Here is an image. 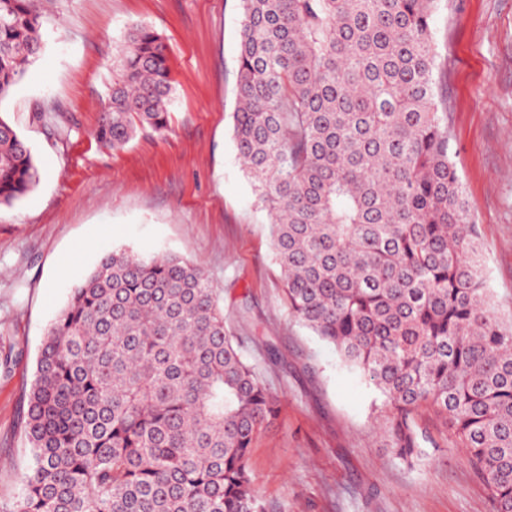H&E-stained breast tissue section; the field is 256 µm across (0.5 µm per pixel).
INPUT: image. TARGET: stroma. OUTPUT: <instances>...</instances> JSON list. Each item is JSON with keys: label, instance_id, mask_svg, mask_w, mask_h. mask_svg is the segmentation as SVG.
<instances>
[{"label": "stroma", "instance_id": "35a3bbf8", "mask_svg": "<svg viewBox=\"0 0 512 512\" xmlns=\"http://www.w3.org/2000/svg\"><path fill=\"white\" fill-rule=\"evenodd\" d=\"M45 48L0 100V117L35 154L40 179L0 209V496L26 464L22 390L42 338L71 288L127 247L197 262L224 299L238 336L263 331L268 361L246 344L281 398L279 417L249 460L266 512H491L487 491L443 419L421 410L431 440L414 465L384 446L379 392L289 312L269 221L232 140L241 28L239 0H34ZM146 23L168 46L173 102L165 131L142 130L124 151L93 132L107 104L126 31ZM448 85L449 154L479 232L487 286L512 320V0H440L432 26Z\"/></svg>", "mask_w": 512, "mask_h": 512}]
</instances>
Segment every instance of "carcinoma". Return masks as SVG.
<instances>
[{"mask_svg":"<svg viewBox=\"0 0 512 512\" xmlns=\"http://www.w3.org/2000/svg\"><path fill=\"white\" fill-rule=\"evenodd\" d=\"M232 136L293 316L385 397L387 447L421 454L441 414L512 512V322L496 315L437 111V0H240ZM44 48L30 0H0V99ZM94 135L167 127L163 36L132 26ZM0 118V207L38 183ZM176 254L120 249L71 289L23 393L30 464L0 512H264L248 461L279 396Z\"/></svg>","mask_w":512,"mask_h":512,"instance_id":"1","label":"carcinoma"}]
</instances>
